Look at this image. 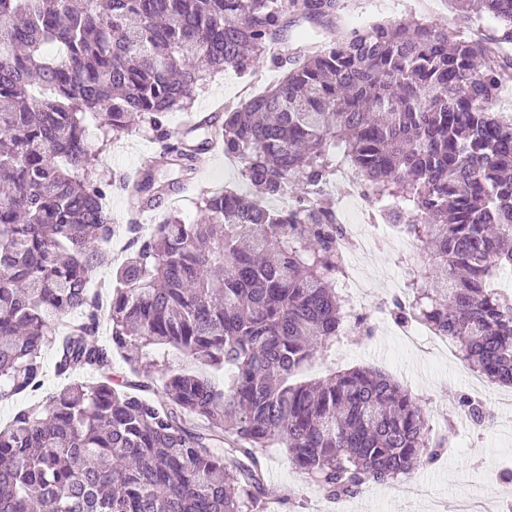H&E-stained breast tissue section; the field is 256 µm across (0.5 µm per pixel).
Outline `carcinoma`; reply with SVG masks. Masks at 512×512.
<instances>
[{
  "instance_id": "obj_1",
  "label": "carcinoma",
  "mask_w": 512,
  "mask_h": 512,
  "mask_svg": "<svg viewBox=\"0 0 512 512\" xmlns=\"http://www.w3.org/2000/svg\"><path fill=\"white\" fill-rule=\"evenodd\" d=\"M454 2L500 37L373 22L290 64L269 43L292 11L318 21L334 0H0V401L41 390L45 348L77 377L0 427V512H268L265 448L288 449L328 500L438 454L423 401L378 370L291 382L336 352L348 318L341 225L307 192L341 167L422 248L397 317L512 385V290L496 283L512 268V120L493 111L512 77V0ZM268 61L277 83L215 116L249 192H211L196 222L172 213L147 235L128 220L103 299L90 281L112 264V186L136 208L179 193L214 122L173 151L167 114L191 111L211 76ZM135 120L183 179L96 172ZM103 321L109 346L89 340ZM114 348L134 371L148 349L186 363L154 400L107 373ZM226 366L219 386L209 371Z\"/></svg>"
}]
</instances>
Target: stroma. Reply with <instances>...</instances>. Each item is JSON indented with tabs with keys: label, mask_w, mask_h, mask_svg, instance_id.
<instances>
[{
	"label": "stroma",
	"mask_w": 512,
	"mask_h": 512,
	"mask_svg": "<svg viewBox=\"0 0 512 512\" xmlns=\"http://www.w3.org/2000/svg\"><path fill=\"white\" fill-rule=\"evenodd\" d=\"M413 18L446 28L456 36L477 35L488 39L494 33L490 22L475 24L464 19L452 0H392L385 7L377 0H336L335 20L347 31L374 21L404 23ZM259 74L267 76L272 83L280 77L279 70L269 64L257 74L230 69L212 76L196 97L195 113L207 114L216 104L227 103L240 89L252 84ZM157 149L155 141L134 133L107 148L99 165L116 173H131ZM240 181L235 161L226 157L223 151L213 153L208 164L197 172L193 186L180 195V213L185 223L199 219L197 200L200 193L217 191ZM406 252V243L398 242L379 262L369 266L376 292L367 297V304H375L379 295L386 293V285L391 279H409V267L404 261ZM447 358V364L442 366L426 350L401 344L398 337L391 334L367 336L358 333L348 337L342 351L335 356L315 358L305 377L320 379L352 367L368 366L381 370L425 401V418L430 428L435 429L444 423L456 422L458 400L468 394L470 383L476 379L475 373L458 357L456 348H449ZM165 369L161 355L153 351L143 357L141 369L136 374L121 357L112 359L115 379L148 385L149 394L154 398L162 391ZM451 443V449L440 451L434 461L422 463L412 470L410 479L426 484L431 494L440 500L444 512H458L460 502L465 499L489 504L498 501L502 488L487 481L485 471L502 459L512 457V431L492 430L479 435H464L452 438ZM264 476L269 498L279 502L274 512H327L329 500L318 486L306 482L297 472L286 449H266ZM339 507L341 512H427L425 502L406 500L393 483L371 484L359 496L340 501Z\"/></svg>",
	"instance_id": "stroma-1"
}]
</instances>
